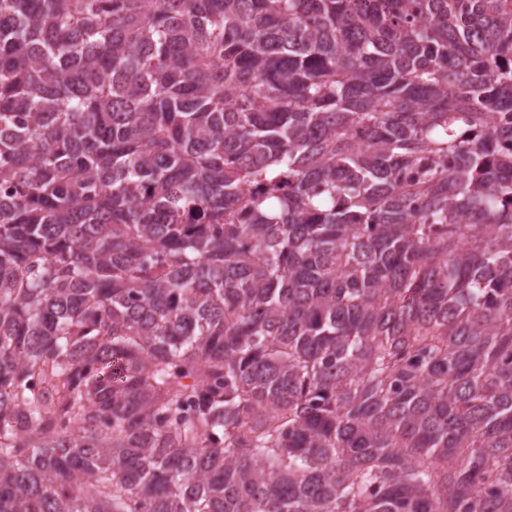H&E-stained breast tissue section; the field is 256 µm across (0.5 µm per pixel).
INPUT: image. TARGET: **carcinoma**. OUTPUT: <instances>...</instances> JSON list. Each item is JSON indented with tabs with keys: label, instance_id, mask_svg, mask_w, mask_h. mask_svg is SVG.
Returning <instances> with one entry per match:
<instances>
[{
	"label": "carcinoma",
	"instance_id": "1",
	"mask_svg": "<svg viewBox=\"0 0 512 512\" xmlns=\"http://www.w3.org/2000/svg\"><path fill=\"white\" fill-rule=\"evenodd\" d=\"M0 512H512V0H0Z\"/></svg>",
	"mask_w": 512,
	"mask_h": 512
}]
</instances>
